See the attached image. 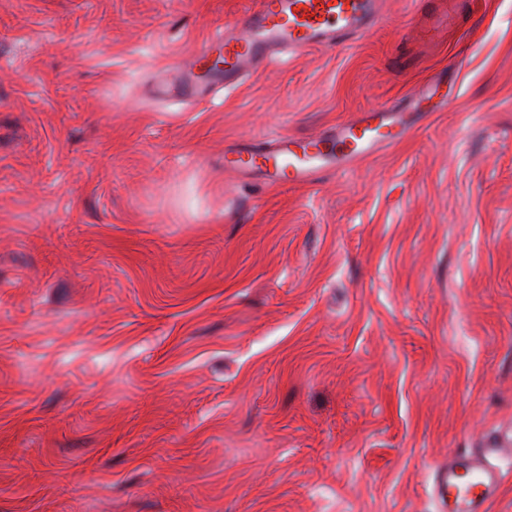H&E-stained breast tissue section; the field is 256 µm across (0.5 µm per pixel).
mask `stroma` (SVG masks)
<instances>
[{"label":"stroma","mask_w":512,"mask_h":512,"mask_svg":"<svg viewBox=\"0 0 512 512\" xmlns=\"http://www.w3.org/2000/svg\"><path fill=\"white\" fill-rule=\"evenodd\" d=\"M250 6L0 0V512H439L512 430V0L153 100ZM368 113L413 131L246 162ZM376 128L372 126L369 117L358 116L342 125L338 131L341 152L336 154L330 139H308L299 148L301 151L289 149L288 138L277 141L273 150L263 156V163L273 170L275 183H287L288 174L292 180L307 182L316 173L315 161L321 160L329 165H340L357 158L370 148Z\"/></svg>","instance_id":"obj_1"}]
</instances>
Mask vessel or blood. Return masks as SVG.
I'll list each match as a JSON object with an SVG mask.
<instances>
[{"instance_id":"b4317fda","label":"vessel or blood","mask_w":512,"mask_h":512,"mask_svg":"<svg viewBox=\"0 0 512 512\" xmlns=\"http://www.w3.org/2000/svg\"><path fill=\"white\" fill-rule=\"evenodd\" d=\"M381 20L380 0H258L232 30L208 38L179 92L190 100L202 99L220 84L239 83L266 59L335 46L347 34L369 30ZM374 133L368 116L361 115L340 127L338 146L308 139L293 151L283 138L263 162L272 168L276 183L306 182L317 162L336 166L362 155ZM503 453V442L491 437L477 453L456 456L434 469L432 480L445 512H486L501 485L496 460Z\"/></svg>"}]
</instances>
